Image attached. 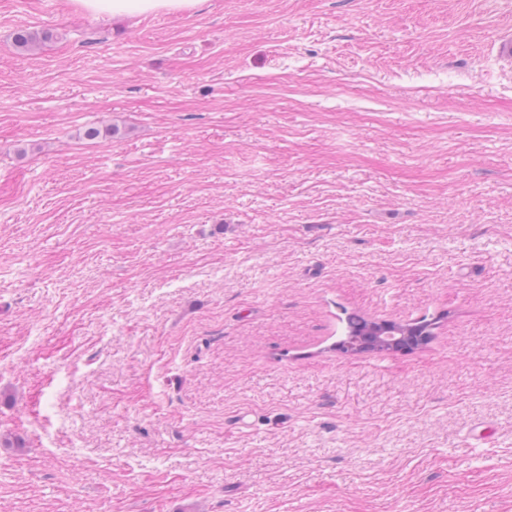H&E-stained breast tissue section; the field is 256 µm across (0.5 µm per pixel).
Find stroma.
<instances>
[{
  "mask_svg": "<svg viewBox=\"0 0 512 512\" xmlns=\"http://www.w3.org/2000/svg\"><path fill=\"white\" fill-rule=\"evenodd\" d=\"M510 31L0 0V512H507ZM346 311L432 337L349 355Z\"/></svg>",
  "mask_w": 512,
  "mask_h": 512,
  "instance_id": "stroma-1",
  "label": "stroma"
}]
</instances>
